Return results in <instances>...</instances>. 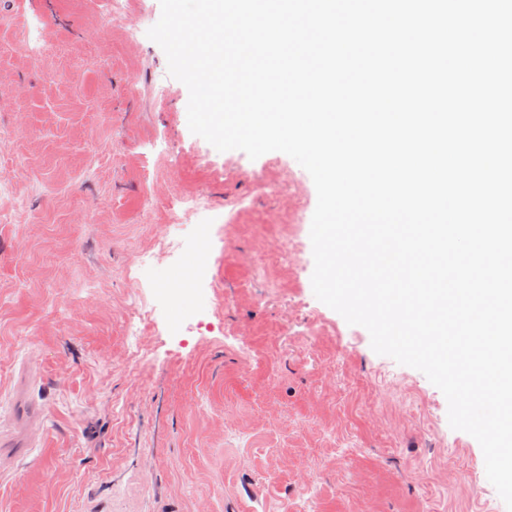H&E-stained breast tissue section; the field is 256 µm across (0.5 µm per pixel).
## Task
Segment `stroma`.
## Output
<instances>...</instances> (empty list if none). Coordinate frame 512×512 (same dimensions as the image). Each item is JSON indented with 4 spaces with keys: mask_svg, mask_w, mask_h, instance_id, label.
I'll list each match as a JSON object with an SVG mask.
<instances>
[{
    "mask_svg": "<svg viewBox=\"0 0 512 512\" xmlns=\"http://www.w3.org/2000/svg\"><path fill=\"white\" fill-rule=\"evenodd\" d=\"M160 16L0 5V512H506L443 393L315 297L309 173L191 133Z\"/></svg>",
    "mask_w": 512,
    "mask_h": 512,
    "instance_id": "stroma-1",
    "label": "stroma"
}]
</instances>
